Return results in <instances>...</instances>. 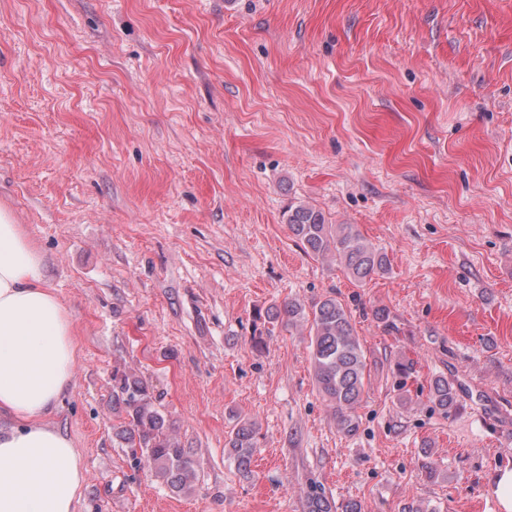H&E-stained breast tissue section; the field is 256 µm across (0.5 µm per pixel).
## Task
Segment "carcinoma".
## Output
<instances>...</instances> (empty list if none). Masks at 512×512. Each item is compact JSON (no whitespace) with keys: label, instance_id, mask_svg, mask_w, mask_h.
<instances>
[{"label":"carcinoma","instance_id":"1","mask_svg":"<svg viewBox=\"0 0 512 512\" xmlns=\"http://www.w3.org/2000/svg\"><path fill=\"white\" fill-rule=\"evenodd\" d=\"M287 224L307 255L339 263L358 283L389 270L387 255L352 225L328 224L323 213L312 205L299 203L290 208ZM263 324L266 328L252 336L257 349L264 345V334L278 325L308 329L310 360L319 393L333 411L337 430L349 436L355 434V410L362 401L370 370L348 309L333 296L309 306L291 300L269 307ZM112 382V410L123 416L117 436L131 449L135 464L145 463L177 494L193 491L196 460L191 450L170 432V423L157 406L158 396L142 377L129 371L115 372ZM431 401L446 413L457 408V393L447 378L434 380ZM227 446L238 473L251 477L257 449L256 422L238 421ZM305 497L308 512H333L332 503L318 485L310 484Z\"/></svg>","mask_w":512,"mask_h":512}]
</instances>
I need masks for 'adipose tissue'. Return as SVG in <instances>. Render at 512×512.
<instances>
[{
  "label": "adipose tissue",
  "mask_w": 512,
  "mask_h": 512,
  "mask_svg": "<svg viewBox=\"0 0 512 512\" xmlns=\"http://www.w3.org/2000/svg\"><path fill=\"white\" fill-rule=\"evenodd\" d=\"M77 342L71 312L46 286L42 257L0 208V512H74L86 467L49 422L72 388Z\"/></svg>",
  "instance_id": "adipose-tissue-1"
}]
</instances>
